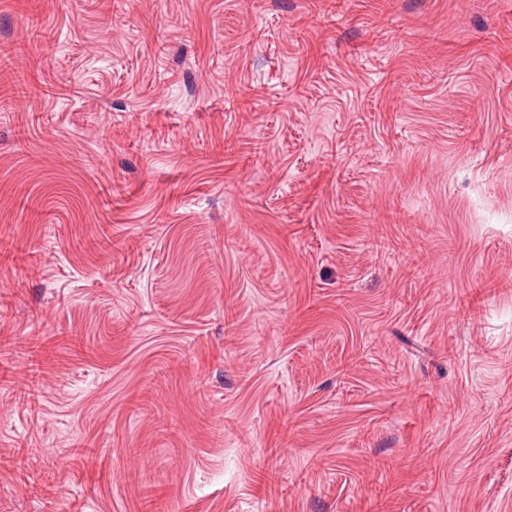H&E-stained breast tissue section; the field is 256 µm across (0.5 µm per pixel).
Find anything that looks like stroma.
I'll return each instance as SVG.
<instances>
[{"label":"stroma","instance_id":"35a3bbf8","mask_svg":"<svg viewBox=\"0 0 512 512\" xmlns=\"http://www.w3.org/2000/svg\"><path fill=\"white\" fill-rule=\"evenodd\" d=\"M29 14L0 512H512V0H0V51ZM51 337L38 338L32 346L31 361L29 363L30 380L23 393L27 405L35 409L41 403L40 380L45 366L53 353ZM51 353V354H50Z\"/></svg>","mask_w":512,"mask_h":512}]
</instances>
